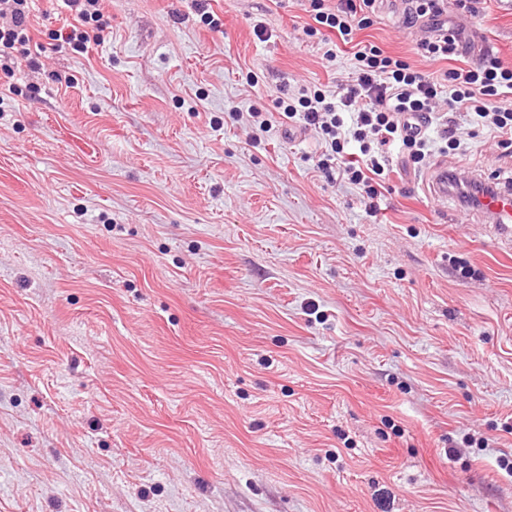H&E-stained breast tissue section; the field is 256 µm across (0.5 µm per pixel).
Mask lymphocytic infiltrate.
<instances>
[{
	"label": "lymphocytic infiltrate",
	"instance_id": "lymphocytic-infiltrate-1",
	"mask_svg": "<svg viewBox=\"0 0 512 512\" xmlns=\"http://www.w3.org/2000/svg\"><path fill=\"white\" fill-rule=\"evenodd\" d=\"M30 0H0V88L16 93L13 53L33 40ZM76 21L54 33L55 41L87 50L101 40L99 22L103 0H65ZM377 0H309L311 21L303 32L324 45L333 60L334 40L354 45L346 83L329 96L315 86L280 99L277 107L285 125L315 131L319 155L316 168L325 177L361 189L367 211H374L379 188L392 166L391 147H401L406 163L424 168L434 152L460 153L463 143L456 120L495 134L504 155L512 157V66L494 52H481L476 62L458 66L466 46L458 29L439 30L416 44L425 61L436 64L423 71L387 54L373 44L358 45L357 31L369 28Z\"/></svg>",
	"mask_w": 512,
	"mask_h": 512
}]
</instances>
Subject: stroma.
I'll list each match as a JSON object with an SVG mask.
<instances>
[{
  "mask_svg": "<svg viewBox=\"0 0 512 512\" xmlns=\"http://www.w3.org/2000/svg\"><path fill=\"white\" fill-rule=\"evenodd\" d=\"M402 18L357 38L425 68ZM72 20L33 0L0 103V512H512V232L399 158L367 215L315 132L225 118L334 94L350 47L304 0H105L85 52ZM464 24L512 66L504 0ZM461 139L432 163L512 176Z\"/></svg>",
  "mask_w": 512,
  "mask_h": 512,
  "instance_id": "35a3bbf8",
  "label": "stroma"
}]
</instances>
